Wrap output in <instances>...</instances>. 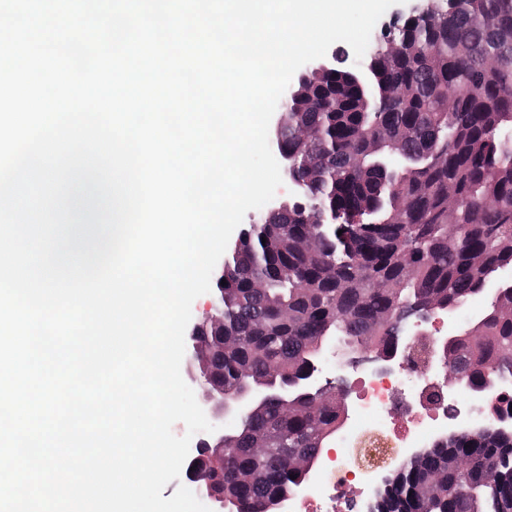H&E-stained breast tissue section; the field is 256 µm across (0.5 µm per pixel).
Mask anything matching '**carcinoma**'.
<instances>
[{
  "mask_svg": "<svg viewBox=\"0 0 512 512\" xmlns=\"http://www.w3.org/2000/svg\"><path fill=\"white\" fill-rule=\"evenodd\" d=\"M274 139L302 194L241 233L224 333L200 335L217 398L267 393L225 426L224 447L197 452L222 512H276L305 481L279 457L315 461L336 435L341 405L302 383L326 344L387 355L398 316H461L512 268V0H433L428 17L371 41L362 68L335 57L292 88ZM448 354L468 391L512 384V285L462 321ZM480 420L400 466L370 512H512V435L489 409Z\"/></svg>",
  "mask_w": 512,
  "mask_h": 512,
  "instance_id": "cac0c4a2",
  "label": "carcinoma"
}]
</instances>
